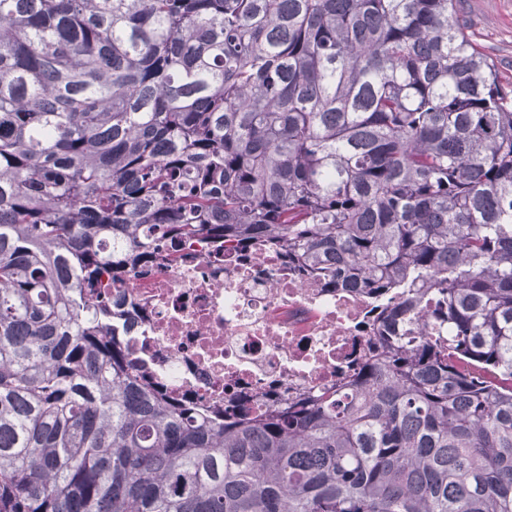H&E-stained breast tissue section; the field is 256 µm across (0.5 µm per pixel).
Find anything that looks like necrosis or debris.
I'll use <instances>...</instances> for the list:
<instances>
[{"label": "necrosis or debris", "instance_id": "4bbe7bcc", "mask_svg": "<svg viewBox=\"0 0 512 512\" xmlns=\"http://www.w3.org/2000/svg\"><path fill=\"white\" fill-rule=\"evenodd\" d=\"M113 293L130 308L127 335L176 394L211 403L335 387L370 301L351 288L298 279L280 257L246 259L193 243Z\"/></svg>", "mask_w": 512, "mask_h": 512}]
</instances>
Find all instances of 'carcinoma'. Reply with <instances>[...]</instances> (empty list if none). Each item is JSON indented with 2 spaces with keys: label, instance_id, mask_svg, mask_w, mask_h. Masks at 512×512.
Returning <instances> with one entry per match:
<instances>
[{
  "label": "carcinoma",
  "instance_id": "1",
  "mask_svg": "<svg viewBox=\"0 0 512 512\" xmlns=\"http://www.w3.org/2000/svg\"><path fill=\"white\" fill-rule=\"evenodd\" d=\"M203 237L375 296L336 387L163 391L112 289ZM0 512H512V84L456 0H0Z\"/></svg>",
  "mask_w": 512,
  "mask_h": 512
}]
</instances>
